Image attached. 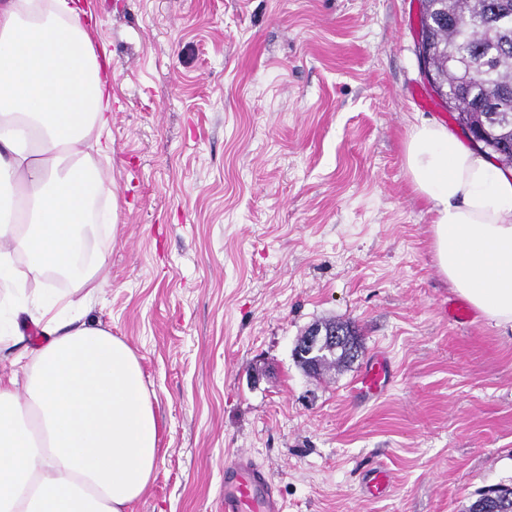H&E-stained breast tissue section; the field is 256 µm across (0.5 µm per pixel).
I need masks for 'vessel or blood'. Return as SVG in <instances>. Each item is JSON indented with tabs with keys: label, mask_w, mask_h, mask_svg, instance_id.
I'll return each mask as SVG.
<instances>
[{
	"label": "vessel or blood",
	"mask_w": 512,
	"mask_h": 512,
	"mask_svg": "<svg viewBox=\"0 0 512 512\" xmlns=\"http://www.w3.org/2000/svg\"><path fill=\"white\" fill-rule=\"evenodd\" d=\"M390 359L375 355L359 377V392L364 397H375L392 383ZM391 488V477L382 466L368 470L362 491L372 498L386 496ZM224 512H285L270 471L246 450L237 451L224 467Z\"/></svg>",
	"instance_id": "1"
}]
</instances>
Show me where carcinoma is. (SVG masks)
Returning <instances> with one entry per match:
<instances>
[{"mask_svg": "<svg viewBox=\"0 0 512 512\" xmlns=\"http://www.w3.org/2000/svg\"><path fill=\"white\" fill-rule=\"evenodd\" d=\"M423 13L429 22H421V34L448 82V111L482 127L489 153L501 166L512 165V0H429ZM341 328L351 342L321 357L319 367L331 370L358 356L356 331ZM468 512H512V491L504 486L492 500L480 496Z\"/></svg>", "mask_w": 512, "mask_h": 512, "instance_id": "obj_1", "label": "carcinoma"}]
</instances>
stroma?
<instances>
[{
	"instance_id": "obj_1",
	"label": "stroma",
	"mask_w": 512,
	"mask_h": 512,
	"mask_svg": "<svg viewBox=\"0 0 512 512\" xmlns=\"http://www.w3.org/2000/svg\"><path fill=\"white\" fill-rule=\"evenodd\" d=\"M112 74L121 203L88 318L136 353L160 457L134 512H224L236 448L269 465L286 512H465L512 485V329L449 322L409 128L458 124L416 52L421 0H91ZM359 356L312 374L314 324ZM385 352L393 381L356 390ZM385 464L381 499L361 485ZM338 325L346 333H350L351 342L341 348H337V343L343 341L346 333L336 330V325L325 323L312 326L304 336L295 344L293 354L298 361L305 363L308 371L313 372L318 368L315 360L325 352H336V355L327 354L319 359V368L325 367V370H331L343 363L352 361L358 356L360 349V340L354 331L347 324ZM340 351L339 354H337ZM313 358V359H311Z\"/></svg>"
}]
</instances>
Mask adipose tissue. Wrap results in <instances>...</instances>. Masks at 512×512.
<instances>
[{"label": "adipose tissue", "instance_id": "1", "mask_svg": "<svg viewBox=\"0 0 512 512\" xmlns=\"http://www.w3.org/2000/svg\"><path fill=\"white\" fill-rule=\"evenodd\" d=\"M86 0H0V186L19 204L0 215V284L12 288L0 347L21 343L19 317L45 340L0 374V512H133L153 478L158 424L139 360L88 320L99 263L80 264L106 187L112 75L83 23ZM403 164L431 205L438 273L478 315L512 327V168L445 125H412ZM29 271L71 291L28 295Z\"/></svg>", "mask_w": 512, "mask_h": 512}]
</instances>
